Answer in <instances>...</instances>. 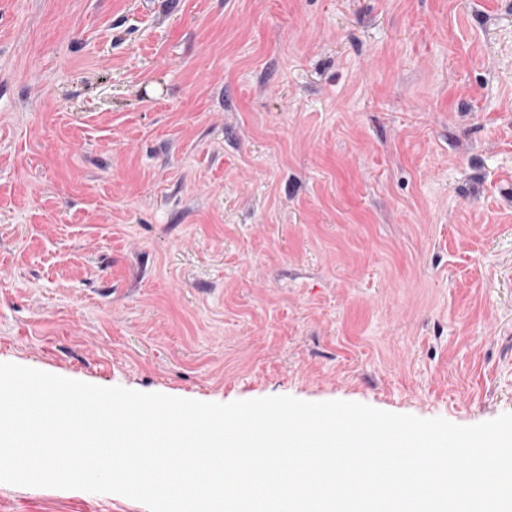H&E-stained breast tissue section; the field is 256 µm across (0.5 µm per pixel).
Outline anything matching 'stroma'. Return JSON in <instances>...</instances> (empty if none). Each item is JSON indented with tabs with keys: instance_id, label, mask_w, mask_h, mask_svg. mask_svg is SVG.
Segmentation results:
<instances>
[{
	"instance_id": "obj_1",
	"label": "stroma",
	"mask_w": 512,
	"mask_h": 512,
	"mask_svg": "<svg viewBox=\"0 0 512 512\" xmlns=\"http://www.w3.org/2000/svg\"><path fill=\"white\" fill-rule=\"evenodd\" d=\"M0 362L512 413V0H0Z\"/></svg>"
}]
</instances>
